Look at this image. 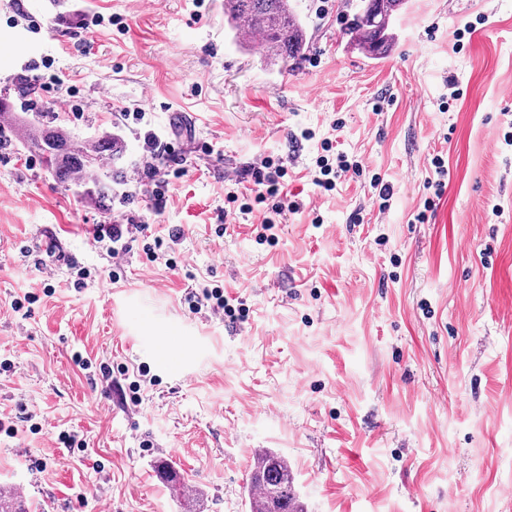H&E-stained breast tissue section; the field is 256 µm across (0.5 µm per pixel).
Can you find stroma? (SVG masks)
I'll use <instances>...</instances> for the list:
<instances>
[{
    "label": "stroma",
    "mask_w": 512,
    "mask_h": 512,
    "mask_svg": "<svg viewBox=\"0 0 512 512\" xmlns=\"http://www.w3.org/2000/svg\"><path fill=\"white\" fill-rule=\"evenodd\" d=\"M293 6L309 47L282 70L235 40L224 0H88L122 24L87 30L81 13L0 0L13 75L0 86V418L18 429L0 433V487H26V512H248L260 448L287 457L308 512H512V0H405L375 60L343 38L341 0ZM49 56L79 116L58 98L22 108V65ZM139 107L145 123L123 126ZM38 122L80 146L118 138L128 173L150 129L192 152L161 211L145 181L103 207L91 190L110 159L56 182L21 146ZM327 141L363 173L322 192L310 170ZM268 155L302 207L262 242V211L230 214L226 195L249 192ZM437 155L448 186L428 210ZM375 174L392 187L384 212ZM129 218L147 231L130 234L116 281L92 234ZM150 236L163 245L147 266ZM49 246L47 291L35 261ZM204 285L247 319L191 312L183 297ZM27 292L31 312L14 310ZM163 461L192 498L172 493Z\"/></svg>",
    "instance_id": "35a3bbf8"
}]
</instances>
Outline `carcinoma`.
I'll return each instance as SVG.
<instances>
[{
  "label": "carcinoma",
  "instance_id": "1",
  "mask_svg": "<svg viewBox=\"0 0 512 512\" xmlns=\"http://www.w3.org/2000/svg\"><path fill=\"white\" fill-rule=\"evenodd\" d=\"M403 0H360L359 9L348 20L342 36L348 44L377 59L394 41L388 18ZM224 17L232 28L247 21L260 32L269 64H287L300 59L307 49V33L298 20L290 0H224ZM27 149L39 153L52 175L60 182L70 180L76 171L86 168L93 157L106 153L118 157L123 146L111 137H102L77 147L70 134L59 126H48L38 135H25ZM125 171L112 167L95 182L99 203L112 202V185L125 181ZM250 512H306L295 486L288 460L270 448L258 451L246 487Z\"/></svg>",
  "mask_w": 512,
  "mask_h": 512
}]
</instances>
